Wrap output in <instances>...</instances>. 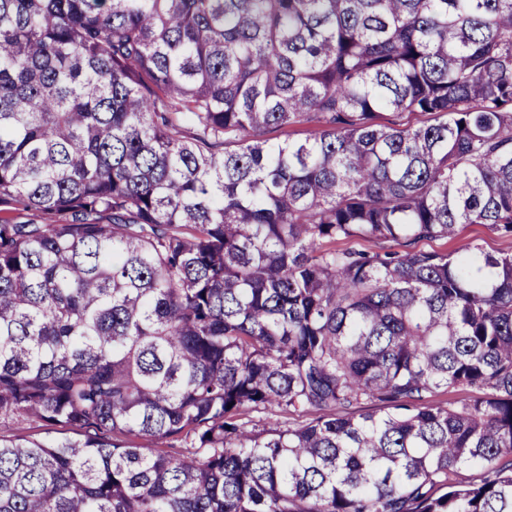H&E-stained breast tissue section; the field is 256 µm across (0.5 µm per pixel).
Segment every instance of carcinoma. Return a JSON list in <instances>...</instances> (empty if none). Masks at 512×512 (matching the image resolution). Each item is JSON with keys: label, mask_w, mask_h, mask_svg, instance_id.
Wrapping results in <instances>:
<instances>
[{"label": "carcinoma", "mask_w": 512, "mask_h": 512, "mask_svg": "<svg viewBox=\"0 0 512 512\" xmlns=\"http://www.w3.org/2000/svg\"><path fill=\"white\" fill-rule=\"evenodd\" d=\"M465 224L512 0H0V512H512V254L332 247Z\"/></svg>", "instance_id": "carcinoma-1"}]
</instances>
